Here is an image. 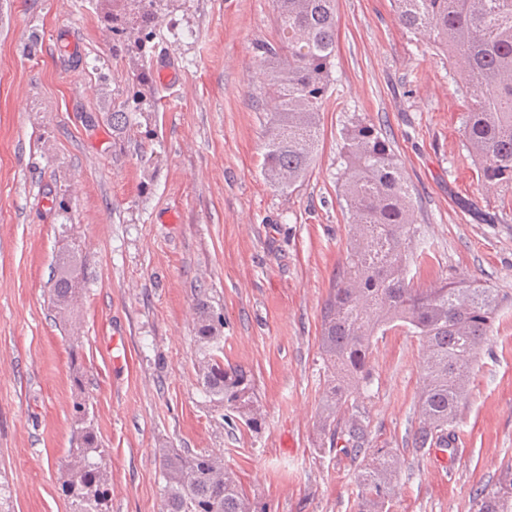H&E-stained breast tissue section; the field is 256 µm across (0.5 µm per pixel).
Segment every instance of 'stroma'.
Returning <instances> with one entry per match:
<instances>
[{"label": "stroma", "mask_w": 512, "mask_h": 512, "mask_svg": "<svg viewBox=\"0 0 512 512\" xmlns=\"http://www.w3.org/2000/svg\"><path fill=\"white\" fill-rule=\"evenodd\" d=\"M111 7L0 0V512H70L61 464L77 401L104 451L105 512H163L164 448L221 459L252 512H358L364 457L321 430V316L353 238L338 173L354 118L380 128L403 164L428 249L412 287L476 278L502 297L447 464L413 446L419 337H374L359 399L372 445L401 461L389 512H470L512 465V189L478 175L447 55L403 28L392 0H338L319 146L283 193L262 173L272 107L255 53L274 35L273 0H162L156 57L170 79L154 84L147 132L119 144L106 115L129 97L137 59L113 51ZM62 35L103 58L102 75L65 66ZM69 245L83 279L66 324L48 282ZM200 293L223 322L225 365L248 374L256 425L203 389Z\"/></svg>", "instance_id": "stroma-1"}]
</instances>
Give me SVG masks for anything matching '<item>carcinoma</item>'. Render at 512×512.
<instances>
[{"instance_id":"carcinoma-1","label":"carcinoma","mask_w":512,"mask_h":512,"mask_svg":"<svg viewBox=\"0 0 512 512\" xmlns=\"http://www.w3.org/2000/svg\"><path fill=\"white\" fill-rule=\"evenodd\" d=\"M160 0H112L104 22L114 46L137 55L136 81H154L153 52ZM399 23L424 33L447 53L465 81L469 99L463 137L484 183L512 185V0H393ZM277 38L257 46L274 103L265 131L262 169L274 188L285 192L308 172L320 135L319 112L331 87L335 58L336 0H274ZM133 111L110 113L112 140L121 141L155 110V96L136 91ZM340 196L346 203L354 247L322 315V346L332 379L323 430L330 443L362 453L366 464L357 481L359 512H386L398 483L400 462L387 448L370 444L365 412L355 403L344 420L335 413L370 380L372 338L400 322L424 342L425 367L419 398L418 448H451L472 365L487 340L500 300L479 281L445 280L420 290L410 286L411 265L425 250H411L416 236L409 186L390 140L372 124L355 119L342 131ZM82 264L73 248L56 264L51 304L70 312ZM196 342L204 353L202 386L231 404L251 401L246 372L224 368L214 353L221 323L204 296L195 301ZM74 464L63 482L71 512H101L109 497L107 474L96 433L81 429ZM164 512H251L249 499L221 460L207 454L162 455ZM474 512H512V468L480 492Z\"/></svg>"}]
</instances>
